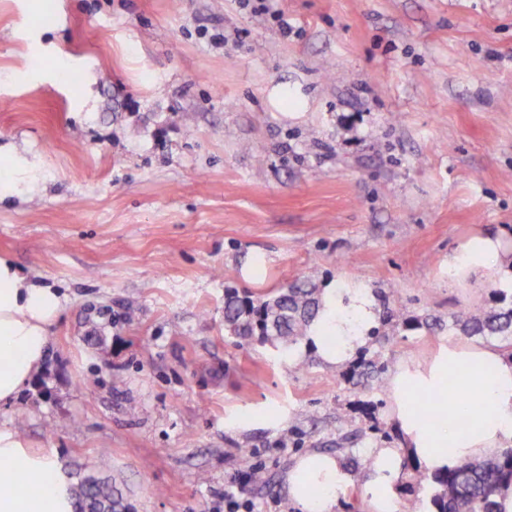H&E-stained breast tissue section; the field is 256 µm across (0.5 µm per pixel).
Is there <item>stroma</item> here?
I'll list each match as a JSON object with an SVG mask.
<instances>
[{"mask_svg":"<svg viewBox=\"0 0 512 512\" xmlns=\"http://www.w3.org/2000/svg\"><path fill=\"white\" fill-rule=\"evenodd\" d=\"M278 6L286 37L240 0H0V254L66 296L0 423L69 479L108 456L130 512H224L247 464L255 512H299L288 469L335 451V512H369L401 445L386 382L229 335L227 290H393L391 368L502 304L448 253L512 231V0Z\"/></svg>","mask_w":512,"mask_h":512,"instance_id":"obj_1","label":"stroma"}]
</instances>
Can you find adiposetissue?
I'll use <instances>...</instances> for the list:
<instances>
[{
	"label": "adipose tissue",
	"instance_id": "ef3b65f1",
	"mask_svg": "<svg viewBox=\"0 0 512 512\" xmlns=\"http://www.w3.org/2000/svg\"><path fill=\"white\" fill-rule=\"evenodd\" d=\"M512 250L501 235H478L448 254V276L498 267L501 285L512 289ZM65 297L39 288L19 267L0 256V406L12 403L41 368L52 326ZM377 321L376 305L365 288L352 295L326 289L323 309L312 324L308 346L331 364L354 357ZM459 383L460 398L448 400V381ZM390 416L402 445L373 454L365 484L374 512H397L394 479L409 457L430 468L453 467L465 460L496 456L512 445V356L499 345L449 341L431 362L400 363L388 378ZM427 398L437 426L419 420L413 407ZM288 494L301 512H335L338 496L350 483L339 456L312 453L289 470ZM0 512H74L60 463L34 451L20 433L0 423Z\"/></svg>",
	"mask_w": 512,
	"mask_h": 512
}]
</instances>
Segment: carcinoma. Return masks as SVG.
I'll use <instances>...</instances> for the list:
<instances>
[{"label": "carcinoma", "mask_w": 512, "mask_h": 512, "mask_svg": "<svg viewBox=\"0 0 512 512\" xmlns=\"http://www.w3.org/2000/svg\"><path fill=\"white\" fill-rule=\"evenodd\" d=\"M322 300L308 280L288 283L271 297H239L227 293L224 327L232 336H253L286 354L307 338L318 318ZM448 328L467 337L500 340L512 354V307L479 313L460 310L448 321ZM512 483V448L487 459L466 460L430 475L429 502L432 512H499L495 495L503 483ZM76 512H126L122 491L108 480L86 474L70 487Z\"/></svg>", "instance_id": "obj_1"}]
</instances>
